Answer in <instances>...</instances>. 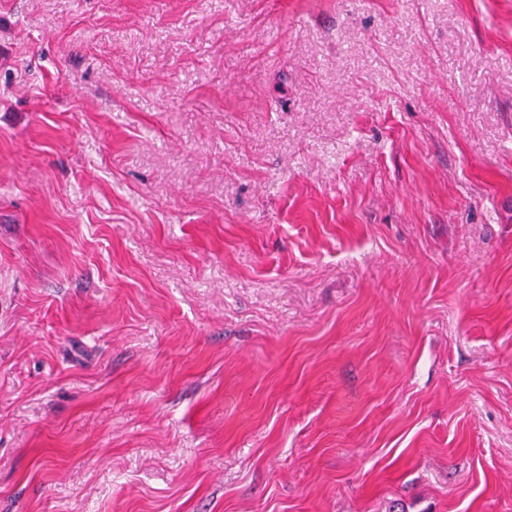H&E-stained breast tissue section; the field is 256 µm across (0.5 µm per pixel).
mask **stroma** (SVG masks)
I'll list each match as a JSON object with an SVG mask.
<instances>
[{
	"instance_id": "35a3bbf8",
	"label": "stroma",
	"mask_w": 512,
	"mask_h": 512,
	"mask_svg": "<svg viewBox=\"0 0 512 512\" xmlns=\"http://www.w3.org/2000/svg\"><path fill=\"white\" fill-rule=\"evenodd\" d=\"M0 512H512V0H0Z\"/></svg>"
}]
</instances>
